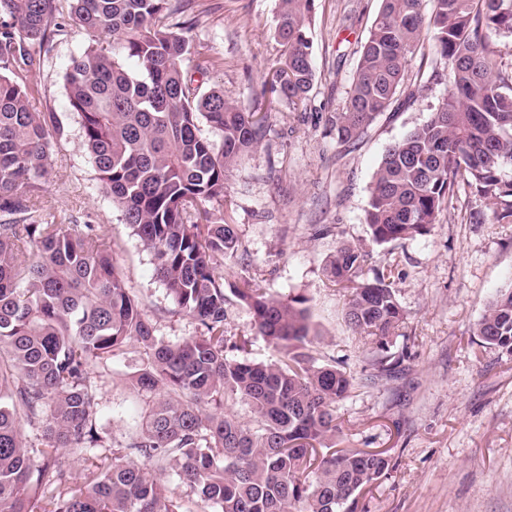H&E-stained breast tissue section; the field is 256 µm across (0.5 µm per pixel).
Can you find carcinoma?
Listing matches in <instances>:
<instances>
[{"label": "carcinoma", "mask_w": 512, "mask_h": 512, "mask_svg": "<svg viewBox=\"0 0 512 512\" xmlns=\"http://www.w3.org/2000/svg\"><path fill=\"white\" fill-rule=\"evenodd\" d=\"M431 2L428 14L424 0H380L331 120L338 142H358L405 83L409 54L428 42L445 60L448 92L373 174L364 223L379 245L430 233L462 192L489 210L469 213V223H512V63L498 61V40L512 38V0ZM175 11L172 0H0V512H182L157 477L167 468L219 512H357L359 494L387 474L389 459L318 454L341 432L336 409L353 376L308 354L307 297L276 298L258 280H229L240 237L226 181L265 137L268 113L188 77L191 45L169 24ZM315 14L316 0H278L283 54L270 90L295 106L315 78ZM68 18L84 35L64 73L84 149L153 255L176 312L198 322L197 336L158 338L96 225L56 224L35 205L65 127L32 110L17 74L43 62ZM107 36L109 51L98 47ZM203 122L219 139L203 135ZM364 266L359 248L342 245L325 273L347 293L348 326L390 377L408 358L394 350L407 316L393 266ZM233 299L277 360L253 361L248 339L227 335ZM475 332L512 351V288L489 302ZM131 342L148 354L132 384L153 400L137 430L110 441L99 431L91 366ZM230 404L244 406L250 423L229 414ZM24 425L42 427L39 442L23 437ZM107 446L112 456L84 458L79 481L55 465L61 448ZM33 456L43 460L35 471Z\"/></svg>", "instance_id": "1"}]
</instances>
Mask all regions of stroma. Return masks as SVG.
Returning a JSON list of instances; mask_svg holds the SVG:
<instances>
[{
  "mask_svg": "<svg viewBox=\"0 0 512 512\" xmlns=\"http://www.w3.org/2000/svg\"><path fill=\"white\" fill-rule=\"evenodd\" d=\"M177 4L172 20L193 46L184 69H192L195 59L209 60L205 86L269 115L263 144L237 161L227 181L242 243L231 273L260 280L278 297L307 296L316 364L334 362L353 374L354 387L338 408L343 427L336 447L391 461L388 474L360 496L358 512H512V353L482 344L474 333L488 302L512 286V224L465 223V211L484 206L465 195L424 237L379 245L363 220L384 152L426 121L447 92L446 64L423 49L410 54L412 95L398 96L356 144H340L330 120L343 106L379 0H317L310 35L314 86L299 107L272 102L269 92L281 61L273 37L277 0ZM83 43L76 24L67 25L43 66L21 75L33 109L55 114L67 130L54 148L38 203L57 223L98 225L112 243L126 288L156 321L159 338L196 335V321L174 314L152 255L102 190L83 149L62 79ZM342 244L360 248L367 267L399 263L393 286L407 313L410 357L395 377H375L368 345L345 323V293L325 275ZM225 326L229 335L248 337L252 359H277L239 303L227 304ZM145 360L143 349L132 347L92 366L102 402L99 425L107 435L120 436L139 423L149 397L131 378Z\"/></svg>",
  "mask_w": 512,
  "mask_h": 512,
  "instance_id": "35a3bbf8",
  "label": "stroma"
}]
</instances>
